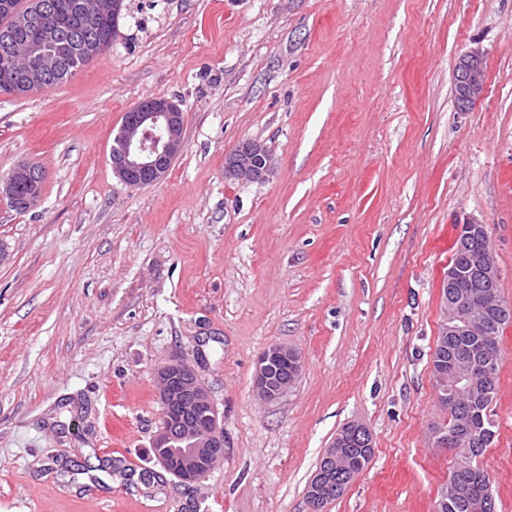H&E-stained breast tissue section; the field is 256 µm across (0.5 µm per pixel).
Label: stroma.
<instances>
[{
	"label": "stroma",
	"instance_id": "35a3bbf8",
	"mask_svg": "<svg viewBox=\"0 0 512 512\" xmlns=\"http://www.w3.org/2000/svg\"><path fill=\"white\" fill-rule=\"evenodd\" d=\"M121 36L63 84L0 95V178L43 167L42 202L0 200V512H310L345 424L369 466L323 512H434L455 452L430 361L462 224H486L512 305V0H125ZM485 90L459 111L462 53ZM180 101L184 151L126 187L124 114ZM245 139L262 182L224 178ZM302 358L287 395L260 354ZM496 436L480 459L512 512V323ZM193 365L224 456L185 488L156 477L154 367ZM285 362L292 366L289 376L288 366L280 363ZM285 380L277 379L276 373ZM303 363L301 357L292 349L281 344L269 346L260 355L256 369L254 384L259 396L266 402H274L282 398L290 386L300 376Z\"/></svg>",
	"mask_w": 512,
	"mask_h": 512
}]
</instances>
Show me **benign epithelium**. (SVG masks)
<instances>
[{"label":"benign epithelium","instance_id":"7a95c632","mask_svg":"<svg viewBox=\"0 0 512 512\" xmlns=\"http://www.w3.org/2000/svg\"><path fill=\"white\" fill-rule=\"evenodd\" d=\"M118 0H77L75 14L86 28L94 26L107 12L117 13ZM43 30L39 41H15L10 52L22 63L19 81L36 84L55 74L57 63L67 56L71 42L61 38L55 26L41 20ZM455 91L460 110L465 111L484 92L483 53L478 48L464 52L455 67ZM184 115L181 104L173 99L150 97L139 101L131 115L123 120L112 144L110 159L112 171L129 188H143L161 181L181 152ZM272 172L267 148L256 141L244 140L224 159V177L230 181L256 182L265 180ZM44 170L32 163L14 166L0 180V195L14 200L23 185L44 182ZM462 243L481 244L475 265L479 272L476 281L467 280L466 273L455 264L448 267L443 287L448 296L443 298L444 310L449 312L440 325L443 344L452 336L483 338L494 335L493 326L484 311L492 303V286L499 279L496 252L486 225L467 222L461 226ZM467 283V291L458 296L455 289ZM285 362L292 366L288 380L276 377L278 366ZM303 363L292 349L275 344L260 355L254 384L259 396L266 402L282 398L300 376ZM431 374L438 402L457 407L460 401L471 406L487 396L478 381L493 375V363L475 346L466 351L453 350L452 371L442 365L431 366ZM154 377L160 397L161 426L152 444L153 459L167 474L185 487L204 479L214 463L224 456V427L210 391L198 372L179 356L155 366ZM494 432L490 426L475 425L469 414H459L449 430L439 428L432 439L437 448L450 443L466 445L491 444ZM357 448L365 457L374 455L373 437L362 424L352 423L340 430L325 452L328 465L318 470L310 481L307 499L311 512H322L324 505L361 473L352 466L350 448ZM460 480L451 479L442 490L439 501L448 505L462 495Z\"/></svg>","mask_w":512,"mask_h":512}]
</instances>
